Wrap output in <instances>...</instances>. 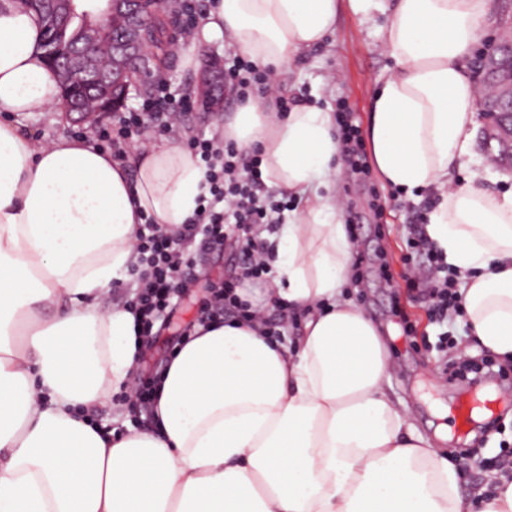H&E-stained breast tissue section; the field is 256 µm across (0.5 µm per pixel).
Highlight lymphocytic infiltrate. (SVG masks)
<instances>
[{
  "label": "lymphocytic infiltrate",
  "mask_w": 512,
  "mask_h": 512,
  "mask_svg": "<svg viewBox=\"0 0 512 512\" xmlns=\"http://www.w3.org/2000/svg\"><path fill=\"white\" fill-rule=\"evenodd\" d=\"M224 86L241 102L263 96L276 111L286 112L293 106L269 71L238 53L224 66ZM192 105L191 98L171 96L164 83H157L154 96L143 102L141 111L118 113L100 129L99 138L109 146L114 161H123L131 145L144 148L156 137L174 136ZM190 147L205 169L208 194L200 198L195 216L187 223L159 224L144 216L136 235L139 279L129 307L142 336H151L157 319L172 311L178 290L194 279L209 253L221 249L237 255L240 263L201 304L198 324L236 319L259 323L264 334H271L273 325L290 321L287 307L270 316L253 309L239 290L263 285L270 278L272 267L258 230L282 223L287 205L263 190L258 155L239 151L220 134L193 138ZM414 234L412 247L424 261L412 267L413 280L422 285L438 315L460 313L455 274L422 226H415Z\"/></svg>",
  "instance_id": "obj_1"
}]
</instances>
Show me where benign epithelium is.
Instances as JSON below:
<instances>
[{"mask_svg": "<svg viewBox=\"0 0 512 512\" xmlns=\"http://www.w3.org/2000/svg\"><path fill=\"white\" fill-rule=\"evenodd\" d=\"M100 22L84 33V45L73 53L59 73L62 91L57 108L83 122L100 121L103 114L120 111L129 88L149 83L156 57L146 48L147 18L144 0H104ZM119 23L120 34L106 40V30ZM476 106L487 123L485 149L512 167V38H497L482 52L477 70ZM208 111L224 100V71L206 68L197 86Z\"/></svg>", "mask_w": 512, "mask_h": 512, "instance_id": "1", "label": "benign epithelium"}]
</instances>
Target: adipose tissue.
I'll return each instance as SVG.
<instances>
[{"mask_svg": "<svg viewBox=\"0 0 512 512\" xmlns=\"http://www.w3.org/2000/svg\"><path fill=\"white\" fill-rule=\"evenodd\" d=\"M346 7L367 18L378 0H214L197 38L225 34L279 72ZM493 16V0H393L382 44L395 68L368 146L383 186L437 191L426 233L462 281L474 346L512 360V192L453 179L473 155L469 61ZM41 40L22 0H0V113L54 110ZM223 134L302 202L268 236L276 277L252 302L285 300L303 327H195L159 379L157 432L108 435L87 411L128 386L139 354L133 314L103 302L130 278L138 214L186 223L204 172L177 144L140 151L130 172L89 142L39 145L0 121V512H512V479L463 495L456 464L387 392L382 331L344 290L334 114L250 99Z\"/></svg>", "mask_w": 512, "mask_h": 512, "instance_id": "obj_1", "label": "adipose tissue"}]
</instances>
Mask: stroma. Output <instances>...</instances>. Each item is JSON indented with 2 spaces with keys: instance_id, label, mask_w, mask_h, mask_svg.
<instances>
[{
  "instance_id": "stroma-1",
  "label": "stroma",
  "mask_w": 512,
  "mask_h": 512,
  "mask_svg": "<svg viewBox=\"0 0 512 512\" xmlns=\"http://www.w3.org/2000/svg\"><path fill=\"white\" fill-rule=\"evenodd\" d=\"M390 14L386 7L366 20L352 10H344L324 43L303 51L291 70L281 74L284 90L302 102L332 109L345 105L355 124L366 127L378 80L394 66L382 50L383 28ZM189 52L197 53L203 61L210 56H227L230 47L223 35L202 45L192 40L176 43L166 79L177 94L192 96L201 69L199 65H184V56ZM19 124L40 143L61 136L71 139L78 133L93 141L99 131L98 125L68 120L58 111L23 118ZM473 152L471 161L456 171V181L466 182L476 172L483 187L498 194L511 192L512 171L496 165L482 146H475ZM336 193L345 204V228L354 244L351 272L359 277L347 293L385 333L391 352L392 398L408 406L411 421L422 435L434 437L439 424L454 422L450 416L439 419L437 408H455L460 395L459 381L453 376L454 360L444 342H465L468 328L463 315L437 320L430 301L421 296L419 288L404 280V259L411 254L407 242L412 227L426 223L433 197L427 193L408 197L403 191L382 187L375 177L363 184L344 169L336 177ZM234 267L229 255L208 256L188 297L178 300L173 318L155 327L156 340L134 369L133 378L159 371L178 339L190 332L196 319V304L205 293L208 279L231 273ZM474 359L492 361L506 380L498 387L497 411L485 432L475 436L457 430L452 440L442 444L454 458L468 456L467 465L461 468V488L468 493L485 485L484 464L512 453V364L481 347L475 348Z\"/></svg>"
}]
</instances>
